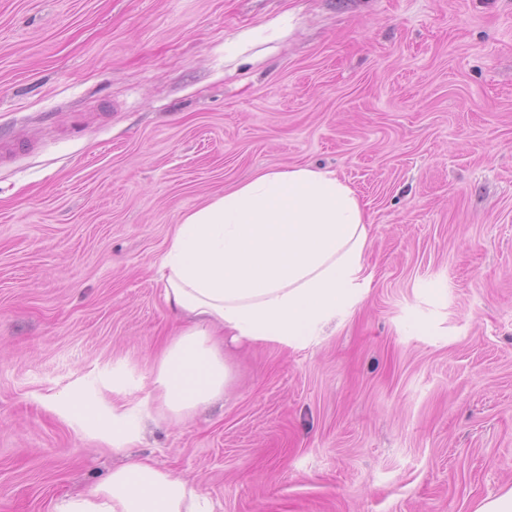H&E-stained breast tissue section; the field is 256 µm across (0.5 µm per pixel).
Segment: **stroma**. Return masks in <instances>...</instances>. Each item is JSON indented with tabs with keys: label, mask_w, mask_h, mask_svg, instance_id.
I'll list each match as a JSON object with an SVG mask.
<instances>
[{
	"label": "stroma",
	"mask_w": 512,
	"mask_h": 512,
	"mask_svg": "<svg viewBox=\"0 0 512 512\" xmlns=\"http://www.w3.org/2000/svg\"><path fill=\"white\" fill-rule=\"evenodd\" d=\"M0 512L130 457L214 512H474L512 487V0H0ZM310 165L369 219L360 299L152 384L182 216ZM139 420L125 452L73 391Z\"/></svg>",
	"instance_id": "obj_1"
}]
</instances>
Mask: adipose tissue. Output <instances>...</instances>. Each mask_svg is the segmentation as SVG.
Masks as SVG:
<instances>
[{
  "label": "adipose tissue",
  "mask_w": 512,
  "mask_h": 512,
  "mask_svg": "<svg viewBox=\"0 0 512 512\" xmlns=\"http://www.w3.org/2000/svg\"><path fill=\"white\" fill-rule=\"evenodd\" d=\"M365 209L335 174L311 166L262 173L190 211L161 264L165 304L190 324L165 347L152 384L165 410L186 418L223 397L231 381L224 346L297 344L350 307L365 278ZM102 434L123 443L126 423L74 394ZM55 512H212L199 487L146 460L115 468Z\"/></svg>",
  "instance_id": "obj_1"
}]
</instances>
